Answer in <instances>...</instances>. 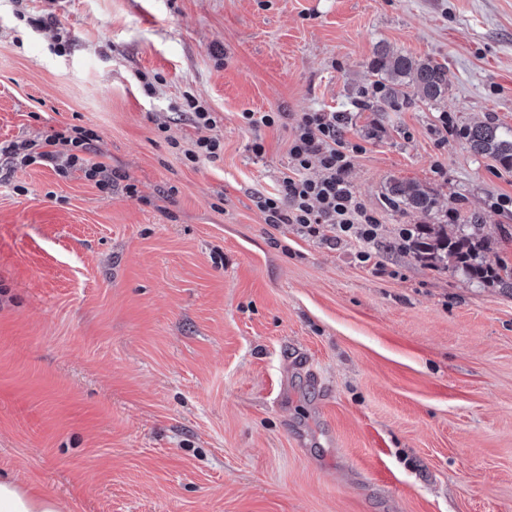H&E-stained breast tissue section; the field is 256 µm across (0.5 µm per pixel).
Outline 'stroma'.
Listing matches in <instances>:
<instances>
[{"mask_svg":"<svg viewBox=\"0 0 512 512\" xmlns=\"http://www.w3.org/2000/svg\"><path fill=\"white\" fill-rule=\"evenodd\" d=\"M380 45L444 64L441 101L376 111ZM187 91L216 162L169 145L199 135ZM309 110L365 146L387 274L264 222L290 131L241 115ZM488 120L512 128V0H0V141L90 127L123 175L0 180V476L62 512H512V287L399 247L475 211L512 264V172L461 136ZM394 179L436 212H395ZM183 99V110L189 114L191 121L198 130L212 131L217 127L219 122L217 112H212L209 106L200 103L188 92L183 94ZM185 159L192 164L215 162L224 154V141L216 135L198 137L192 148L184 150Z\"/></svg>","mask_w":512,"mask_h":512,"instance_id":"stroma-1","label":"stroma"}]
</instances>
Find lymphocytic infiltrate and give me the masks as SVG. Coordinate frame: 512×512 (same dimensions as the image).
I'll return each mask as SVG.
<instances>
[{"label": "lymphocytic infiltrate", "mask_w": 512, "mask_h": 512, "mask_svg": "<svg viewBox=\"0 0 512 512\" xmlns=\"http://www.w3.org/2000/svg\"><path fill=\"white\" fill-rule=\"evenodd\" d=\"M185 113L202 132L185 159L193 164L219 160L224 142L215 136L218 116L191 94H184ZM341 112L311 110L294 118L288 140L293 173L284 177L277 192L260 196L258 207L265 223L291 224L302 235L328 245L349 241L359 264L377 261L380 220L356 194L349 179L362 144L345 139ZM100 140L93 129L65 125L40 139L0 142V158L13 165L38 164L60 175L77 171L107 193L120 177L111 166L93 158Z\"/></svg>", "instance_id": "lymphocytic-infiltrate-1"}]
</instances>
